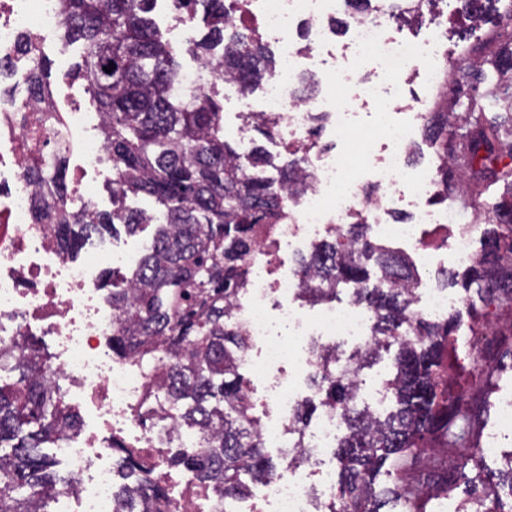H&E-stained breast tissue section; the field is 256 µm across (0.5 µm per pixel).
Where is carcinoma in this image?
Returning <instances> with one entry per match:
<instances>
[{"label": "carcinoma", "mask_w": 512, "mask_h": 512, "mask_svg": "<svg viewBox=\"0 0 512 512\" xmlns=\"http://www.w3.org/2000/svg\"><path fill=\"white\" fill-rule=\"evenodd\" d=\"M152 0H61L67 40L83 46L80 70L91 98L105 116L104 142L112 158V213L80 209L52 225L64 256L76 255L93 237L123 225L134 232L157 225L149 251L130 275L108 281L119 320L108 337L112 356L136 358L163 389L160 405L139 416L154 421L175 413L173 428L189 430L188 447L175 462L192 472L196 485L224 498V509L248 492L249 482L281 472L267 452L238 359L250 346L234 312L262 244L276 245L277 224L288 218L307 186L298 172L301 154L276 165L255 147L240 153L224 140L221 106L210 92H176L178 62L149 19ZM501 0H463L464 18L476 22L498 11ZM211 40L192 37L187 51L217 62L223 76L249 92L276 75L274 59L257 37H224V0H206ZM224 45L215 57L211 48ZM114 64L112 72L104 71ZM499 75L512 73V47L484 58ZM503 112L487 117L477 97L460 115L443 106L430 112L424 135L440 163L441 182L459 177L470 184L502 183L509 196L494 208L475 258L463 271L446 275L460 286L464 310L431 321L413 308V263L376 240L367 224H342L297 262L300 295L310 301L336 299L347 289L375 317L373 345L350 356L356 374L393 353L387 390L396 407L379 419L358 398L360 383L336 372V350L312 349L318 371L312 378L320 399L300 402L291 430L301 432L317 409L334 410L344 429L336 447V503L330 512H427L426 505L457 489L483 512H512L492 484L512 485V460L493 471L478 453L476 429L486 400L469 381L485 380V366L512 360V96L500 98ZM265 138L278 121L251 119ZM276 175H266L267 169ZM130 195L154 199L153 210L130 209ZM467 315L482 344L463 363V381L446 375L454 366L455 340ZM21 355L3 366L18 373L0 385V512H44L60 478L43 451L58 445L74 413L60 381L41 374L40 349L31 338ZM463 448L448 465V448ZM113 512H162L165 488L145 477V463L125 451ZM402 506L396 510V506Z\"/></svg>", "instance_id": "carcinoma-1"}]
</instances>
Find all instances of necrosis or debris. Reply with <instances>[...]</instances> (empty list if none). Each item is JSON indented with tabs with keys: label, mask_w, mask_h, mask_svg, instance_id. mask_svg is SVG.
Wrapping results in <instances>:
<instances>
[{
	"label": "necrosis or debris",
	"mask_w": 512,
	"mask_h": 512,
	"mask_svg": "<svg viewBox=\"0 0 512 512\" xmlns=\"http://www.w3.org/2000/svg\"><path fill=\"white\" fill-rule=\"evenodd\" d=\"M227 2L226 15L238 29H257L280 54L281 69L264 85L258 109L279 115L280 140L304 154L312 175L289 222L278 228L279 245L299 254L331 225L347 223L356 213L377 239L406 244L421 268L430 270L438 252L427 245L425 229L447 227L448 211L432 202L435 167L413 168L406 161L422 113L394 120L378 112L361 123L349 110L331 107L326 96L304 93L298 76L328 70L333 86L357 82L363 98L373 102L401 87L410 69L423 75L433 93H443L446 79L439 60L397 36L387 0H376L368 14L350 20L344 47L359 63L351 71L327 67L336 46L331 25L347 13V0ZM303 22L308 34L300 46L292 33ZM67 51L59 0H0V352L37 333L53 337L56 352L45 360V376L67 379L95 414L96 425H80L59 444L72 478L59 497L74 503L76 512H112L116 483L110 459L116 442L146 462L178 512H220L219 496L200 493L192 476L168 478L157 448L159 431L144 432L138 422L152 401L145 374L102 348L116 315L95 286L96 269L101 263L111 268L129 263V255L110 250L96 262L76 263L62 258L50 233L59 212L93 206L98 179L112 174L104 144L85 113L65 107L58 92L33 75L34 62L61 59ZM369 61L378 65L380 76H366L362 65ZM318 114L325 117L333 147L312 146ZM39 160L66 170L79 164L80 188L56 196L34 170ZM403 206L409 207L410 220L394 221L393 213ZM300 288L296 266L273 279L261 261L253 265L237 308L251 341L243 364L267 383V444L287 456L300 445L334 451L340 421L327 410L301 438L289 435L286 421L301 390L283 378L282 363L296 348L314 342L342 341L358 350L373 342V318L366 307L341 300L308 310L295 302ZM335 499L331 473L301 466L261 484L249 512H323Z\"/></svg>",
	"instance_id": "necrosis-or-debris-1"
}]
</instances>
